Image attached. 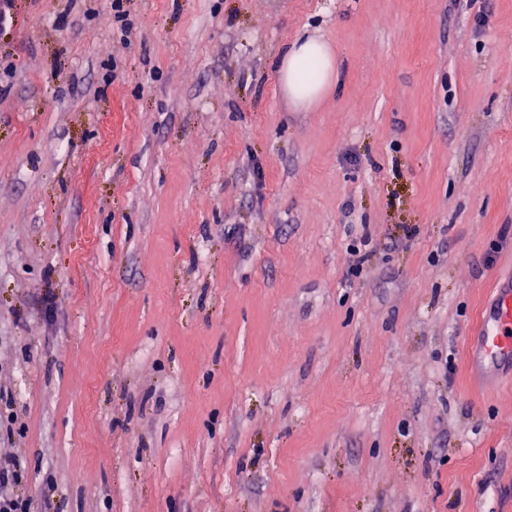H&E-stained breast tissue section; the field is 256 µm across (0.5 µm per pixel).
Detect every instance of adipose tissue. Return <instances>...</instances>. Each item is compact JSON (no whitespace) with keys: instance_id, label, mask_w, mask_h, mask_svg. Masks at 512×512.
<instances>
[{"instance_id":"1","label":"adipose tissue","mask_w":512,"mask_h":512,"mask_svg":"<svg viewBox=\"0 0 512 512\" xmlns=\"http://www.w3.org/2000/svg\"><path fill=\"white\" fill-rule=\"evenodd\" d=\"M335 61L329 47L316 38L297 41L284 53L278 79L293 101H317L330 87Z\"/></svg>"}]
</instances>
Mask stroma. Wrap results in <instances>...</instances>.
I'll use <instances>...</instances> for the list:
<instances>
[{"label":"stroma","instance_id":"obj_1","mask_svg":"<svg viewBox=\"0 0 512 512\" xmlns=\"http://www.w3.org/2000/svg\"><path fill=\"white\" fill-rule=\"evenodd\" d=\"M13 0L0 460L34 512H512V0ZM338 75L294 107L285 49ZM364 255L351 275V247ZM311 70L306 81L304 69ZM335 61L329 47L316 38L299 40L281 58L277 76L288 98L301 104L317 101L330 87ZM485 364L512 363V290L500 291L477 330Z\"/></svg>","mask_w":512,"mask_h":512}]
</instances>
